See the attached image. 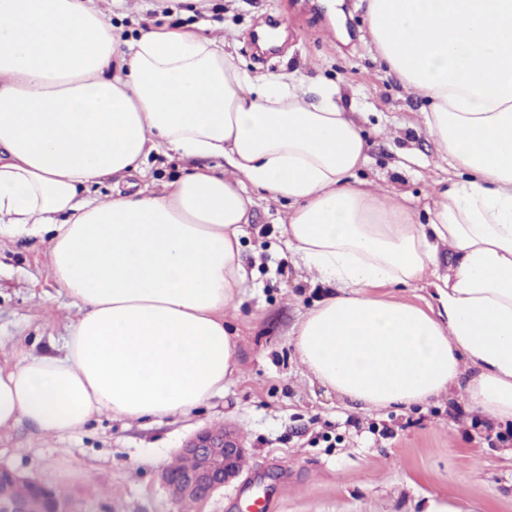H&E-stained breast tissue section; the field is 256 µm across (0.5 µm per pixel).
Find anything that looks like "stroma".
Masks as SVG:
<instances>
[{"instance_id": "35a3bbf8", "label": "stroma", "mask_w": 512, "mask_h": 512, "mask_svg": "<svg viewBox=\"0 0 512 512\" xmlns=\"http://www.w3.org/2000/svg\"><path fill=\"white\" fill-rule=\"evenodd\" d=\"M97 0L125 34L138 27L204 23L251 70L309 87L338 86L356 105L366 140L357 179L405 195L418 221L452 172L424 125L423 100L388 73L371 41L369 0ZM241 239L249 272L238 309V374L205 405L156 422L101 419L60 439L19 423L0 435V462L63 488L67 512H245L259 493L268 512H422L428 498L451 512H512V446L467 442L484 416L453 390L424 406L366 410L321 386L295 348L302 316L330 292L280 235L284 200L255 198ZM78 309L52 279L42 247L0 241V364L15 349L60 352ZM225 426L247 450L238 476L183 507L160 481L199 430Z\"/></svg>"}]
</instances>
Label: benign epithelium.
Returning <instances> with one entry per match:
<instances>
[{
  "label": "benign epithelium",
  "mask_w": 512,
  "mask_h": 512,
  "mask_svg": "<svg viewBox=\"0 0 512 512\" xmlns=\"http://www.w3.org/2000/svg\"><path fill=\"white\" fill-rule=\"evenodd\" d=\"M245 448L227 432L204 430L180 455L185 466L176 472L164 470L161 479L180 500L186 496L205 498L239 474Z\"/></svg>",
  "instance_id": "7a95c632"
}]
</instances>
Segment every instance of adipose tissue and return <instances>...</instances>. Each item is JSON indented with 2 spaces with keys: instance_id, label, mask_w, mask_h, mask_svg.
Returning <instances> with one entry per match:
<instances>
[{
  "instance_id": "1",
  "label": "adipose tissue",
  "mask_w": 512,
  "mask_h": 512,
  "mask_svg": "<svg viewBox=\"0 0 512 512\" xmlns=\"http://www.w3.org/2000/svg\"><path fill=\"white\" fill-rule=\"evenodd\" d=\"M368 15L454 171L426 224L356 180L366 144L336 85L257 75L189 27L122 36L94 0H0V237L39 238L80 309L63 354L0 367V430L62 438L223 391L254 191L288 200L289 251L336 290L295 330L322 386L375 410L460 386L512 423V0H369ZM170 151L192 167L161 189L93 194ZM428 277L436 315L379 293Z\"/></svg>"
}]
</instances>
